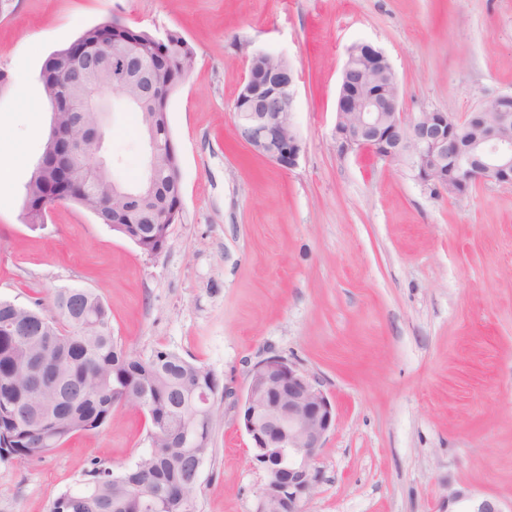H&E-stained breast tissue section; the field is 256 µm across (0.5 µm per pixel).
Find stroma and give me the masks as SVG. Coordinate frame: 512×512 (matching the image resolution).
Here are the masks:
<instances>
[{
  "instance_id": "1",
  "label": "stroma",
  "mask_w": 512,
  "mask_h": 512,
  "mask_svg": "<svg viewBox=\"0 0 512 512\" xmlns=\"http://www.w3.org/2000/svg\"><path fill=\"white\" fill-rule=\"evenodd\" d=\"M109 18L180 31L196 51L167 107L182 217L154 257L73 204L38 230L22 218L50 123L41 69ZM360 43L389 59L404 112L461 118L512 94V0H0V299L47 309L58 289L94 291L133 354L164 347L219 378L197 512H256L262 473L239 413L249 370L271 355L336 408L305 512H446L462 485L512 512V187L451 197L407 163L338 154L340 75ZM259 51L296 72L291 170L235 135ZM103 155L120 180L140 175L136 113L109 114ZM150 445L127 405L42 459L2 458L0 512H50L92 468L121 472Z\"/></svg>"
}]
</instances>
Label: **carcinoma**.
Returning <instances> with one entry per match:
<instances>
[{
  "mask_svg": "<svg viewBox=\"0 0 512 512\" xmlns=\"http://www.w3.org/2000/svg\"><path fill=\"white\" fill-rule=\"evenodd\" d=\"M76 41L89 47L84 64L67 74L81 88L97 85L91 63L95 55L114 56L133 42L140 62L155 73V92L135 108L139 125L146 117L156 122L159 149L155 165L139 180L157 185L150 205L148 227L160 240L169 224L182 214L179 156L168 122L171 94L190 75L195 50L176 31L159 37L150 31L105 20L81 32ZM58 180L54 172H32L24 186L29 206L23 213L35 230L45 224L47 184ZM63 288L55 292L50 313L34 311L0 299V458L40 459L73 435L93 431L112 419V412L127 404L143 410L150 422L151 448L133 468L114 474L95 467L86 487L63 492L51 512H196L193 480L194 456L181 447L178 421L192 424L203 438L196 453H209L215 416L195 418L205 394L214 392L211 370L164 348L146 359L129 353L112 334L106 305L93 291ZM84 319L81 335L73 322ZM47 357L48 381L57 377L73 383L72 402L61 416L47 415L51 389L34 391L26 384V366L36 356Z\"/></svg>",
  "mask_w": 512,
  "mask_h": 512,
  "instance_id": "cac0c4a2",
  "label": "carcinoma"
}]
</instances>
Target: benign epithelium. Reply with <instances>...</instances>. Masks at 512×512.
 Instances as JSON below:
<instances>
[{
	"label": "benign epithelium",
	"mask_w": 512,
	"mask_h": 512,
	"mask_svg": "<svg viewBox=\"0 0 512 512\" xmlns=\"http://www.w3.org/2000/svg\"><path fill=\"white\" fill-rule=\"evenodd\" d=\"M280 72L271 93L244 82L240 87L248 111L236 113L253 153L288 170L298 165L302 141L292 121L296 81L290 63ZM377 72L397 82L383 51L371 48L370 58H348L341 71L333 144L344 155L370 148L384 161L405 158L416 180L434 190L468 187L473 181L512 187V113L487 108L512 99L501 95L485 101L478 112L456 119L440 110L407 114L396 90L353 93L349 86ZM112 59L99 62L94 90L72 88L63 81L49 89L52 103L49 138L36 168L54 159L64 168L71 158L87 162V170L112 188V203L132 196L145 197L150 180L135 188L112 179L101 152L110 105ZM148 71L141 68L129 93L121 98L132 107L151 94ZM240 422L252 452V462L263 474L256 512H304L302 500L321 480L316 466L318 451L336 422V409L319 383L281 356L261 360L248 373ZM454 512H504L490 497H477L465 487L448 494Z\"/></svg>",
	"instance_id": "7a95c632"
}]
</instances>
